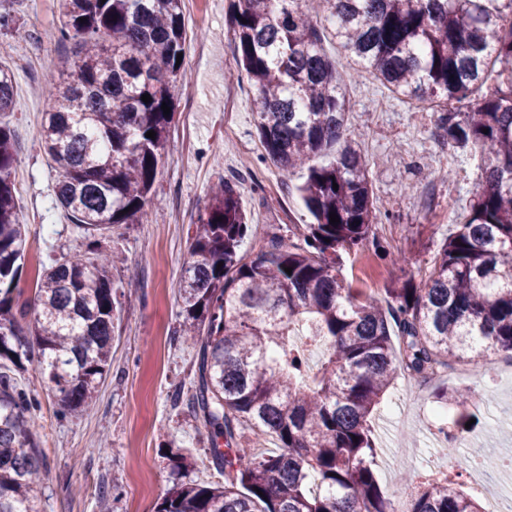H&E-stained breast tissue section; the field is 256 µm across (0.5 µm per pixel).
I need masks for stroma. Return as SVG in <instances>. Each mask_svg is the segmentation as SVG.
Returning a JSON list of instances; mask_svg holds the SVG:
<instances>
[{
    "label": "stroma",
    "mask_w": 512,
    "mask_h": 512,
    "mask_svg": "<svg viewBox=\"0 0 512 512\" xmlns=\"http://www.w3.org/2000/svg\"><path fill=\"white\" fill-rule=\"evenodd\" d=\"M59 0H15L25 37L0 34V65L15 80V108L0 116L17 145V212L28 234V262L17 284L33 295L41 263L86 250L84 235L54 194L56 173L37 130L53 99L46 75L73 47L58 40ZM184 67L177 85L166 155L140 223L113 227L100 242L113 254L112 283L122 303L112 332V364L95 403L61 418L38 369L18 374L39 402L31 431L47 461L39 512H157L173 481L215 484L221 477L207 453L209 432L186 408L173 406L175 390L190 389L197 370L195 345L178 336L180 279L191 238L210 189L235 184L252 230L243 250L265 233L283 228L284 241L301 240L298 227L312 217L297 188L307 171H282L265 155L256 134L255 90L239 65L229 0H184ZM324 48L345 90L347 128L368 162L377 209L373 231L383 254L366 249L345 258L342 274L351 288L382 296L395 267L423 282L437 244L463 223L481 188L472 163L454 162V150L436 128L435 112L398 99L366 70L353 66L334 40ZM493 370L468 360L439 376L416 381L399 375L371 418L377 455L372 468L382 491L400 504L427 472L452 473L460 488L483 500L482 485L460 463L471 456L512 455V384L498 371L512 355H490ZM470 387L485 393L470 426L469 446L449 455L447 433L458 411L441 400L444 390ZM187 465L173 471L172 447ZM449 471V470H448Z\"/></svg>",
    "instance_id": "1"
}]
</instances>
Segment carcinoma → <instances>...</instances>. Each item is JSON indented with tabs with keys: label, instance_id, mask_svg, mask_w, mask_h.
<instances>
[{
	"label": "carcinoma",
	"instance_id": "obj_1",
	"mask_svg": "<svg viewBox=\"0 0 512 512\" xmlns=\"http://www.w3.org/2000/svg\"><path fill=\"white\" fill-rule=\"evenodd\" d=\"M182 5L60 0L59 40L78 50L49 74L55 102L39 140L86 251L43 268L22 303L27 230L16 215L11 130L0 124V512H39L47 471L30 431L37 401L15 373L36 365L66 418L86 409L110 370L121 302L99 237L138 223L149 201L173 119L161 106L174 107L182 75ZM229 8L259 142L281 169L307 166L300 192L313 223L301 244L273 232L243 253L249 225L235 186L210 193L179 316L184 339L199 346L185 405L208 428L224 483L176 481L159 512H397L372 470L367 421L398 372L422 376L468 351H512V0H230ZM320 16L353 64L390 92L441 108V137L482 171L465 222L436 250L423 286L396 277L385 308L341 275L343 256L373 235L377 210L368 164L346 134ZM14 107L13 74L0 66V112ZM331 148L329 164H310ZM301 322L328 347L311 385L305 354L289 343ZM474 395L458 388L440 397L460 409ZM246 422L278 446L238 447ZM404 512L484 510L444 479L420 485Z\"/></svg>",
	"mask_w": 512,
	"mask_h": 512
}]
</instances>
